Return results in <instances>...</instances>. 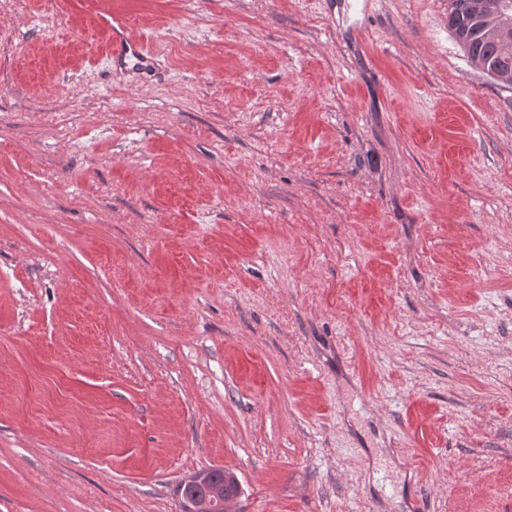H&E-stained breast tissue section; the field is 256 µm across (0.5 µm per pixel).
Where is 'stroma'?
Wrapping results in <instances>:
<instances>
[{"label":"stroma","mask_w":512,"mask_h":512,"mask_svg":"<svg viewBox=\"0 0 512 512\" xmlns=\"http://www.w3.org/2000/svg\"><path fill=\"white\" fill-rule=\"evenodd\" d=\"M206 467L512 512V86L448 0H0V512ZM129 55L142 63L148 62L149 59L141 41L131 34H126L112 44V58L116 61H125Z\"/></svg>","instance_id":"1"}]
</instances>
